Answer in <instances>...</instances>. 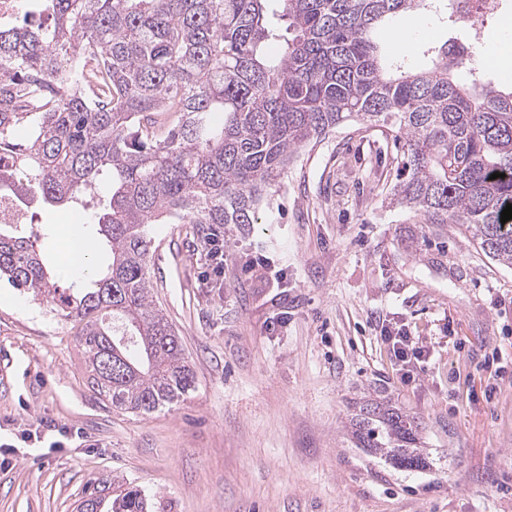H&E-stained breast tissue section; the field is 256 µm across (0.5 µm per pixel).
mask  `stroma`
<instances>
[{
	"instance_id": "35a3bbf8",
	"label": "stroma",
	"mask_w": 512,
	"mask_h": 512,
	"mask_svg": "<svg viewBox=\"0 0 512 512\" xmlns=\"http://www.w3.org/2000/svg\"><path fill=\"white\" fill-rule=\"evenodd\" d=\"M392 26L406 41L390 53L418 71L467 40L445 0ZM401 158L390 127L369 121L311 142L256 223L221 231L220 277L202 225H152L153 300L196 388L149 415L100 396L73 322L1 280L0 512H76L103 475L133 482L155 512H512V268L461 225L393 201ZM107 200L103 187L77 208L31 202L21 230L46 244L81 225L106 266ZM399 326L429 349L409 382L380 339ZM374 390L419 423L428 468L355 446L352 401ZM34 423L66 427L63 448L21 442Z\"/></svg>"
}]
</instances>
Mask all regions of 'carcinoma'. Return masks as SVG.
Here are the masks:
<instances>
[{
	"instance_id": "obj_1",
	"label": "carcinoma",
	"mask_w": 512,
	"mask_h": 512,
	"mask_svg": "<svg viewBox=\"0 0 512 512\" xmlns=\"http://www.w3.org/2000/svg\"><path fill=\"white\" fill-rule=\"evenodd\" d=\"M0 27V188L20 201L77 203L103 181L97 224L110 263L60 296L92 386L149 415L184 401L194 372L155 305L151 224L257 223L295 155L354 118L397 129L403 160L393 200L429 224L452 220L480 251L512 267V90L471 93L465 60L446 46L426 72L379 54L385 20L425 0H39ZM31 123L25 144L13 129ZM496 172L503 178L490 179ZM0 276L35 296L58 292L39 237L0 231ZM117 365L107 374L106 360ZM356 447L423 469L420 426L380 396L351 417ZM149 512L146 495L109 477L86 484L77 512Z\"/></svg>"
}]
</instances>
